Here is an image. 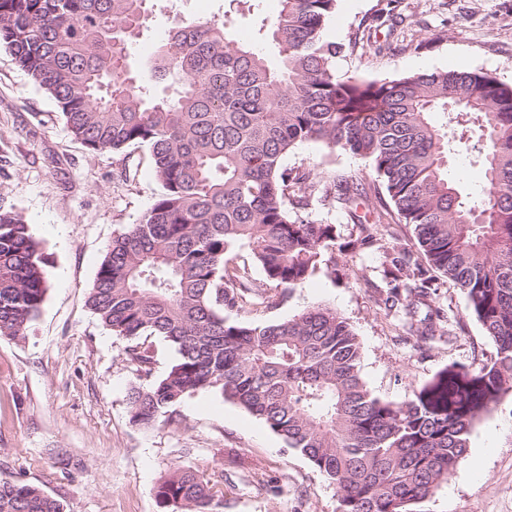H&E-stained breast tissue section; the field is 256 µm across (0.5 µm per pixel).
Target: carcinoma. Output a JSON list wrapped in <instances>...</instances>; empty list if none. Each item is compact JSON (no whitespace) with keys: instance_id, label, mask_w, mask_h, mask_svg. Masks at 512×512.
I'll list each match as a JSON object with an SVG mask.
<instances>
[{"instance_id":"obj_1","label":"carcinoma","mask_w":512,"mask_h":512,"mask_svg":"<svg viewBox=\"0 0 512 512\" xmlns=\"http://www.w3.org/2000/svg\"><path fill=\"white\" fill-rule=\"evenodd\" d=\"M149 0H0L3 44L94 150H149L162 192L116 236L88 305L151 376L152 337L175 348L161 376L130 388L132 420L170 422L200 390L264 421L336 486L339 512H415L448 481L476 421L512 393V86L482 71L341 77L333 62L357 40L323 35L336 0H280L269 28L279 63L222 24L182 19L161 45L148 90L129 49L151 19ZM449 112L448 131L431 123ZM479 131L484 185L462 195L448 153ZM369 161L367 183L283 167L304 143ZM375 199L377 223L357 214ZM336 201L351 217L354 252L377 241L384 217L413 229L429 269L465 295L496 346L489 364L450 365L400 401L370 391L361 344L335 309L318 304L281 321L251 316L269 290L290 291L336 270V227L289 208ZM398 272L382 300L427 343L451 334L432 305L437 277L394 240L380 244ZM261 268L255 279L249 269ZM43 247L0 211V336L25 334L46 294ZM246 316L231 320L226 310ZM160 512H220L224 491L179 470L156 489ZM0 512H63L41 489L0 479Z\"/></svg>"}]
</instances>
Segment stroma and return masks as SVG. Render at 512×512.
Here are the masks:
<instances>
[{
    "instance_id": "stroma-1",
    "label": "stroma",
    "mask_w": 512,
    "mask_h": 512,
    "mask_svg": "<svg viewBox=\"0 0 512 512\" xmlns=\"http://www.w3.org/2000/svg\"><path fill=\"white\" fill-rule=\"evenodd\" d=\"M166 2L130 48L135 69L150 70L179 14L226 23L277 64L267 31L280 0ZM325 36L359 41L337 59L341 74L471 70L512 85V0H338ZM283 164L323 177L370 173L366 159L319 143L292 150ZM161 191L145 148L85 146L0 45V210L20 216L47 257L39 315L26 335L0 337V478L37 486L65 512H159L158 484L190 469L215 480L228 474L227 512H339L333 484L220 394L188 397L168 424L132 422L128 391L140 374L87 297L113 237L138 223ZM391 271L378 247L337 252L335 271L318 270L260 317L336 308L361 342L363 379L384 400L403 399L447 365L494 359V344L448 280H439L434 304L460 320L456 338L422 347L395 326L379 301ZM418 512H512L511 396L476 422L467 453Z\"/></svg>"
}]
</instances>
